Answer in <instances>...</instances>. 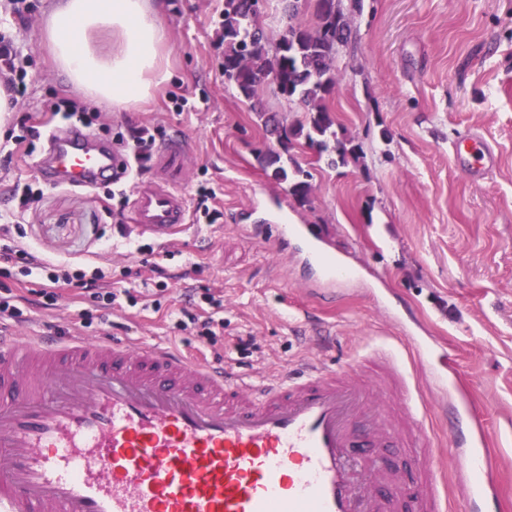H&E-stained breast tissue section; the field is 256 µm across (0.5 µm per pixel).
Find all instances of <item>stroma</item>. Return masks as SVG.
I'll return each mask as SVG.
<instances>
[{
  "label": "stroma",
  "instance_id": "1",
  "mask_svg": "<svg viewBox=\"0 0 512 512\" xmlns=\"http://www.w3.org/2000/svg\"><path fill=\"white\" fill-rule=\"evenodd\" d=\"M156 3L168 35V80L122 111L87 99L96 116L90 131L119 148L141 126L163 140L180 131L191 147L180 189L192 204L200 188H215L221 217L168 239L138 231L126 199L138 181L154 177L151 166L108 191L46 180L36 166L45 140L28 137L27 128L48 116L67 126L54 108L74 95L43 37L52 0H28L21 17L0 13L26 71L25 93L0 128V223L20 225L26 244L80 261L85 272L104 258L117 295L105 315L73 285L44 310L39 274L0 277V298H18L26 317L21 331L160 340L257 383L308 366L346 371L388 348L410 374L413 397L431 407L422 435L441 450L456 510L463 463L449 449L452 423L433 412L438 383L387 311L398 303L413 333L451 352L455 377L499 458L501 496L512 504L505 427L512 421V0H363L329 101L338 134L355 138L363 156L332 168L296 145V160L311 174L305 206L258 163L257 151H278L277 140L224 81L216 47L224 0ZM259 20L275 40L288 24L314 25L315 2L306 0L291 19L281 0H264ZM472 129L497 156L481 179L449 157L453 141ZM18 183L34 190L22 211L12 199ZM283 223L308 225L359 278L337 286L334 297L320 295L316 268L280 249ZM140 244L153 247L150 258L134 254ZM152 261L166 268L167 283L153 278ZM184 309L223 320L217 344L197 326L177 328ZM246 336L253 343L240 348Z\"/></svg>",
  "mask_w": 512,
  "mask_h": 512
}]
</instances>
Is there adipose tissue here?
Wrapping results in <instances>:
<instances>
[{"mask_svg": "<svg viewBox=\"0 0 512 512\" xmlns=\"http://www.w3.org/2000/svg\"><path fill=\"white\" fill-rule=\"evenodd\" d=\"M100 29L112 32V49L105 54L92 39ZM45 38L76 91L120 110L169 78L161 64L166 32L146 0H63L50 15Z\"/></svg>", "mask_w": 512, "mask_h": 512, "instance_id": "obj_1", "label": "adipose tissue"}]
</instances>
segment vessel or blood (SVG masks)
<instances>
[{
  "label": "vessel or blood",
  "mask_w": 512,
  "mask_h": 512,
  "mask_svg": "<svg viewBox=\"0 0 512 512\" xmlns=\"http://www.w3.org/2000/svg\"><path fill=\"white\" fill-rule=\"evenodd\" d=\"M47 143L39 168L55 184L125 175L127 157L79 127ZM189 152L179 135L157 146L156 176L136 184L129 206L143 232L186 225L177 187ZM451 154L475 174L494 164L476 134ZM280 236L317 265L320 287L355 277L302 225H281ZM438 378L454 451L468 462L462 512H502L485 428L456 379ZM424 418L393 354L254 384L159 344L0 331V512H447L438 451L415 432ZM368 448L403 449L412 465L367 462Z\"/></svg>",
  "instance_id": "vessel-or-blood-1"
}]
</instances>
